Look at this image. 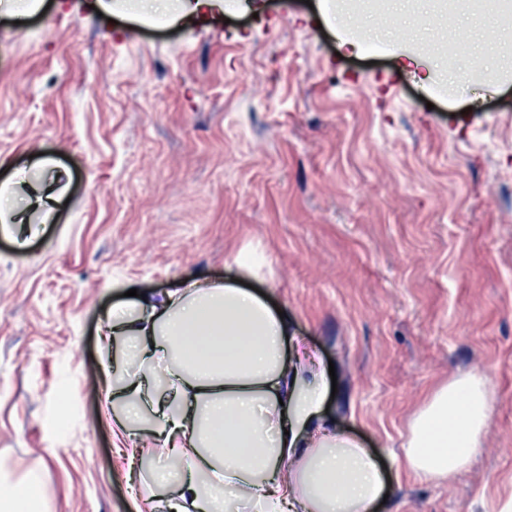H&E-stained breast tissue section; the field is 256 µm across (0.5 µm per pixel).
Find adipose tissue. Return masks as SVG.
Here are the masks:
<instances>
[{"label":"adipose tissue","instance_id":"1","mask_svg":"<svg viewBox=\"0 0 512 512\" xmlns=\"http://www.w3.org/2000/svg\"><path fill=\"white\" fill-rule=\"evenodd\" d=\"M288 322L259 296L231 282L195 280L112 312V336L131 371L104 361L105 401L123 404L121 429L138 419L137 400L158 369L173 396L157 395L153 446L125 449L128 460L178 462L137 486L136 512H375L383 473L361 443L320 418L321 378L289 373ZM493 395L471 374L438 388L409 426L403 462L445 479L465 470L487 429ZM41 476L0 478V512L42 504Z\"/></svg>","mask_w":512,"mask_h":512}]
</instances>
